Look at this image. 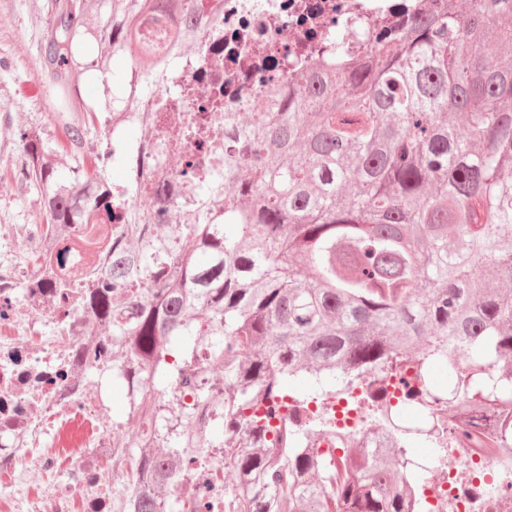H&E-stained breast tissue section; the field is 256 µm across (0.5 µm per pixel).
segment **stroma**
<instances>
[{"label":"stroma","instance_id":"stroma-1","mask_svg":"<svg viewBox=\"0 0 512 512\" xmlns=\"http://www.w3.org/2000/svg\"><path fill=\"white\" fill-rule=\"evenodd\" d=\"M48 0H0V224L45 223L41 189L25 179L28 152L25 134L35 132L52 140L57 132L50 115L58 103L53 94L33 92L48 84L39 66L44 34L50 19ZM87 105L123 99L127 69L114 64L111 73L83 72L74 79Z\"/></svg>","mask_w":512,"mask_h":512}]
</instances>
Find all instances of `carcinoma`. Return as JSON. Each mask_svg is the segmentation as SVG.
<instances>
[{"mask_svg":"<svg viewBox=\"0 0 512 512\" xmlns=\"http://www.w3.org/2000/svg\"><path fill=\"white\" fill-rule=\"evenodd\" d=\"M41 69L61 104L58 140L30 141L27 180L42 187L48 223L86 225L89 260L112 235L106 272L83 302L112 334V381L125 388L115 460L134 465L112 512H178L176 488L210 508L192 463L224 467L237 512H405L420 479L400 448L299 436L272 426L286 383L314 391L402 372L414 357L420 407L478 447L512 448V0H451L355 58L353 29L334 24L283 61L260 50L233 61L291 86H260L247 124L224 111L237 72L217 78L198 111L167 136L195 140L185 166L123 157L116 184L86 151L98 116L69 75L130 61L143 81L169 63L143 31L184 61L202 54L224 0H54ZM99 21L90 23V12ZM92 43L97 56L82 60ZM189 89L174 85L173 110ZM105 102L102 126L150 101ZM464 118L468 134L458 133ZM68 159L61 181L47 158ZM182 196L172 216L168 198ZM71 248L50 287L74 280ZM306 268L303 275L300 268ZM448 371V385L430 383Z\"/></svg>","mask_w":512,"mask_h":512,"instance_id":"1","label":"carcinoma"}]
</instances>
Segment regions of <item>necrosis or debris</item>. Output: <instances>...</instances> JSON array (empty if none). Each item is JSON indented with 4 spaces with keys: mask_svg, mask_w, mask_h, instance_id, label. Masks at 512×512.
<instances>
[{
    "mask_svg": "<svg viewBox=\"0 0 512 512\" xmlns=\"http://www.w3.org/2000/svg\"><path fill=\"white\" fill-rule=\"evenodd\" d=\"M305 0H224L215 40L237 42L238 52L256 46L279 56L303 39L306 27H331L334 18L388 17L396 0H329L336 12L295 24ZM279 27H269L271 18ZM52 224H0V512H112L127 470L112 464L117 434L94 369L111 371V337L97 335L78 299L99 276L82 267L67 294L40 288L55 258ZM24 259L10 255L12 246ZM384 398L357 384L327 393L307 407L286 398L282 422L306 433L316 422L336 434L367 437L378 448H398L399 431L381 424ZM430 466L413 505L423 512H512V449L474 448L446 427L435 428Z\"/></svg>",
    "mask_w": 512,
    "mask_h": 512,
    "instance_id": "1",
    "label": "necrosis or debris"
}]
</instances>
